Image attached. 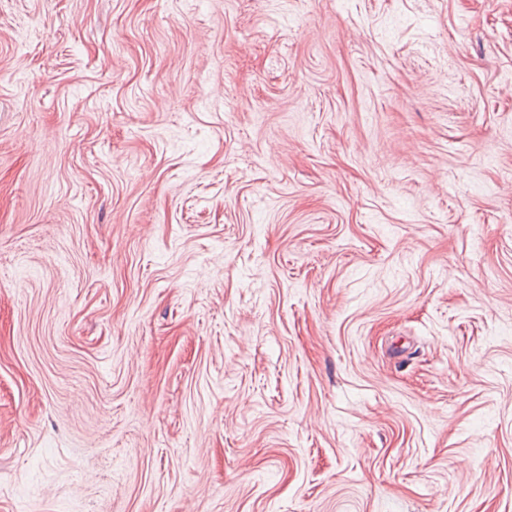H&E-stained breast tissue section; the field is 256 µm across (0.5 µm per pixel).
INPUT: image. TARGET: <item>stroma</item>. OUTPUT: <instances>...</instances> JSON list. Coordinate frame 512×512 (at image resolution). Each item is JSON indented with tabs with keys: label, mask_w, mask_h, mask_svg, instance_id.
Returning <instances> with one entry per match:
<instances>
[{
	"label": "stroma",
	"mask_w": 512,
	"mask_h": 512,
	"mask_svg": "<svg viewBox=\"0 0 512 512\" xmlns=\"http://www.w3.org/2000/svg\"><path fill=\"white\" fill-rule=\"evenodd\" d=\"M0 512H512V0H0Z\"/></svg>",
	"instance_id": "35a3bbf8"
}]
</instances>
